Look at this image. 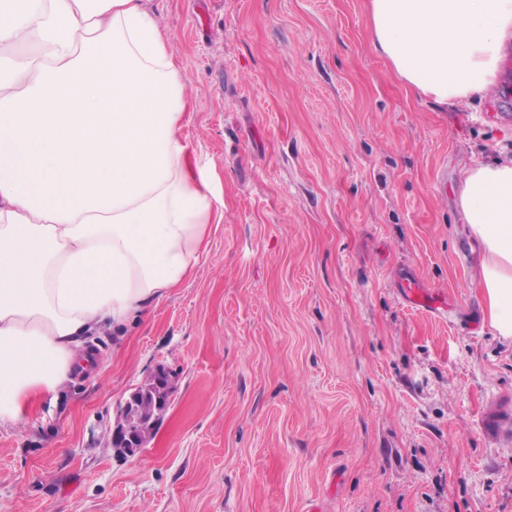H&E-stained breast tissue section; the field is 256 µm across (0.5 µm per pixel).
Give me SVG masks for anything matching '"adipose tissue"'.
<instances>
[{"mask_svg": "<svg viewBox=\"0 0 512 512\" xmlns=\"http://www.w3.org/2000/svg\"><path fill=\"white\" fill-rule=\"evenodd\" d=\"M369 37L407 90L485 97L512 43V0H368ZM187 85L142 0H0V425L97 364L89 337L186 280L224 216L190 163ZM483 255L495 336L512 339V159L457 195Z\"/></svg>", "mask_w": 512, "mask_h": 512, "instance_id": "obj_1", "label": "adipose tissue"}]
</instances>
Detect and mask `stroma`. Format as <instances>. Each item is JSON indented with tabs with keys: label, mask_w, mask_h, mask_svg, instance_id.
Returning a JSON list of instances; mask_svg holds the SVG:
<instances>
[{
	"label": "stroma",
	"mask_w": 512,
	"mask_h": 512,
	"mask_svg": "<svg viewBox=\"0 0 512 512\" xmlns=\"http://www.w3.org/2000/svg\"><path fill=\"white\" fill-rule=\"evenodd\" d=\"M191 86L183 134L224 187L184 283L98 374L0 425V512H512V341L484 320L457 206L512 157V55L483 101L407 94L366 0H144ZM414 274L448 313L400 297ZM165 369L137 456L117 409Z\"/></svg>",
	"instance_id": "obj_1"
}]
</instances>
